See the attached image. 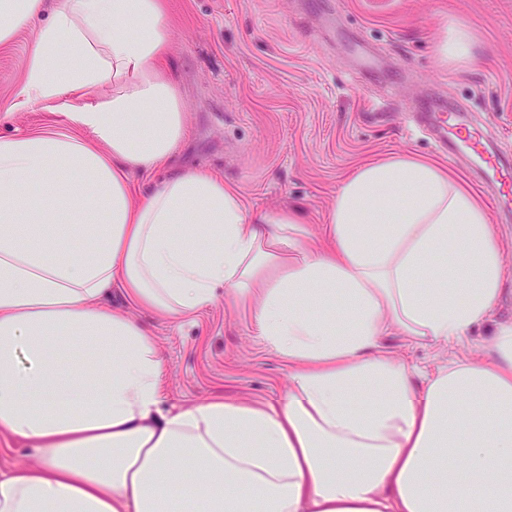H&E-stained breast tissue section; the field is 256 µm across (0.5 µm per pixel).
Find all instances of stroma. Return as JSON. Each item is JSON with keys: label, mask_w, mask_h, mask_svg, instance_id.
<instances>
[{"label": "stroma", "mask_w": 512, "mask_h": 512, "mask_svg": "<svg viewBox=\"0 0 512 512\" xmlns=\"http://www.w3.org/2000/svg\"><path fill=\"white\" fill-rule=\"evenodd\" d=\"M173 42L171 68L186 102L179 163L223 177L239 190L248 215L302 210L313 248L343 180L360 164L392 154L440 160L436 135L409 122L431 97L457 101L473 124L512 153V0H165ZM337 8L343 23L371 42L380 72L357 78L343 39L328 40L322 16ZM465 22L475 62H442L437 46ZM29 30L0 47V135L52 125L42 106L11 105L22 85ZM482 200L506 262L505 293L492 317L461 341H415L398 333L383 348L413 379L462 357L483 356L500 323L512 321V214L474 181L464 161H448ZM110 305L154 337L164 360L163 406L215 395L274 398L288 387V366L259 338L249 309L217 294L194 322L174 323L129 307L120 289Z\"/></svg>", "instance_id": "1"}]
</instances>
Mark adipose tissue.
Segmentation results:
<instances>
[{
  "label": "adipose tissue",
  "instance_id": "obj_1",
  "mask_svg": "<svg viewBox=\"0 0 512 512\" xmlns=\"http://www.w3.org/2000/svg\"><path fill=\"white\" fill-rule=\"evenodd\" d=\"M23 28L12 108L66 127L0 136V433L40 459L0 472V512H512V322L419 385L381 345L495 312L503 256L467 189L412 156L359 166L309 249L296 211L247 218L222 178L172 165L163 0H0V45ZM116 288L177 321L219 288L248 301L286 394L162 411L163 359ZM309 299L347 316L300 313Z\"/></svg>",
  "mask_w": 512,
  "mask_h": 512
}]
</instances>
